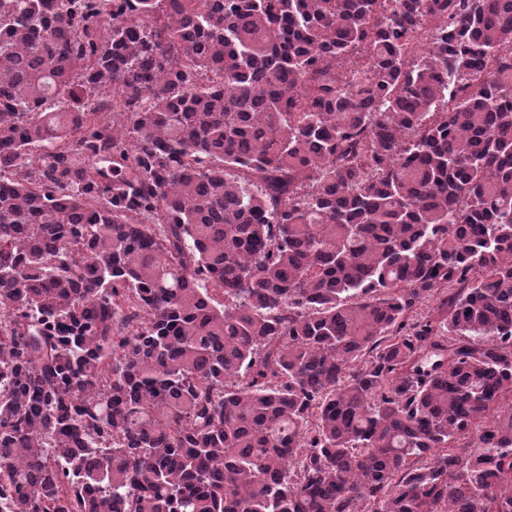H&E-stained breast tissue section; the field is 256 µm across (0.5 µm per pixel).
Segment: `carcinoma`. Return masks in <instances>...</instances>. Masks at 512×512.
<instances>
[{
  "label": "carcinoma",
  "instance_id": "carcinoma-1",
  "mask_svg": "<svg viewBox=\"0 0 512 512\" xmlns=\"http://www.w3.org/2000/svg\"><path fill=\"white\" fill-rule=\"evenodd\" d=\"M0 512H512V0H0Z\"/></svg>",
  "mask_w": 512,
  "mask_h": 512
}]
</instances>
